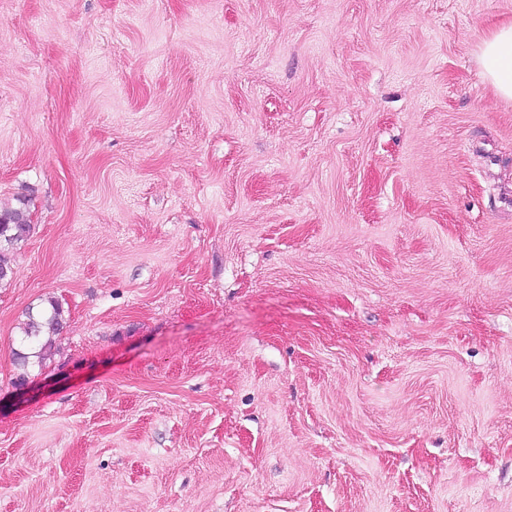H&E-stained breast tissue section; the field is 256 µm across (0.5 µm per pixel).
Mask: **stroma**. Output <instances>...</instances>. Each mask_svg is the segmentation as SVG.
Wrapping results in <instances>:
<instances>
[{
    "mask_svg": "<svg viewBox=\"0 0 512 512\" xmlns=\"http://www.w3.org/2000/svg\"><path fill=\"white\" fill-rule=\"evenodd\" d=\"M509 18L0 0V512H512ZM481 74L497 95L512 100V19L494 25L478 48ZM16 200L18 206L0 210V284L11 279L17 250L33 230L28 198ZM47 302V306L36 309V312L34 307L25 312L20 327L23 333L21 345L13 351V361L19 370L14 383L26 380L30 368L45 367L55 354V336L63 329L65 317L57 301Z\"/></svg>",
    "mask_w": 512,
    "mask_h": 512,
    "instance_id": "35a3bbf8",
    "label": "stroma"
}]
</instances>
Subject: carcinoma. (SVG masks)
Here are the masks:
<instances>
[{"label":"carcinoma","mask_w":512,"mask_h":512,"mask_svg":"<svg viewBox=\"0 0 512 512\" xmlns=\"http://www.w3.org/2000/svg\"><path fill=\"white\" fill-rule=\"evenodd\" d=\"M17 202L15 207L0 210V284L11 279L17 250L33 230L29 199L20 196ZM64 324V311L55 300L36 310L31 307L26 310L21 323V345L13 351V361L19 370L15 381L26 380L29 369L47 365L54 355L55 336Z\"/></svg>","instance_id":"cac0c4a2"}]
</instances>
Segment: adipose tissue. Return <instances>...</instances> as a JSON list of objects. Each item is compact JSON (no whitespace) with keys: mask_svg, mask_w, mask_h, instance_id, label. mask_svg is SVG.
<instances>
[{"mask_svg":"<svg viewBox=\"0 0 512 512\" xmlns=\"http://www.w3.org/2000/svg\"><path fill=\"white\" fill-rule=\"evenodd\" d=\"M481 74L497 95L512 100V19L494 25L478 48Z\"/></svg>","mask_w":512,"mask_h":512,"instance_id":"ef3b65f1","label":"adipose tissue"}]
</instances>
